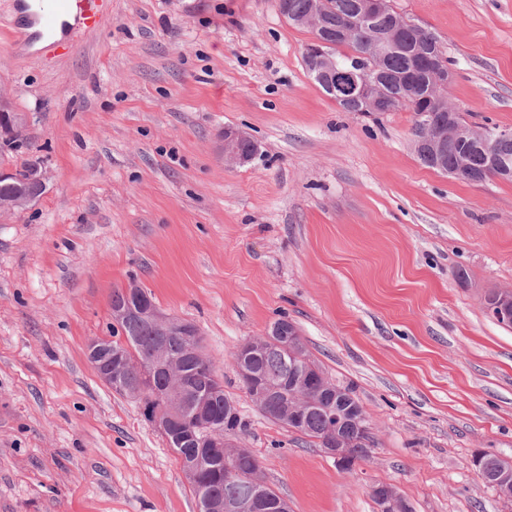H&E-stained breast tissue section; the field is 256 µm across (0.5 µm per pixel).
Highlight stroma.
<instances>
[{"instance_id": "stroma-1", "label": "stroma", "mask_w": 512, "mask_h": 512, "mask_svg": "<svg viewBox=\"0 0 512 512\" xmlns=\"http://www.w3.org/2000/svg\"><path fill=\"white\" fill-rule=\"evenodd\" d=\"M102 3L76 43L33 51L0 0V100L28 115L0 165L49 175L0 215V512H197L139 402L85 355L131 286L197 325L291 512H378L379 482L412 512H512L473 464L512 461V328L482 304L512 289V181L422 165L408 110L342 111L276 0ZM390 6L438 37L463 120L512 128V0ZM228 126L250 163H225ZM284 315L370 419L351 470L264 419L234 371Z\"/></svg>"}]
</instances>
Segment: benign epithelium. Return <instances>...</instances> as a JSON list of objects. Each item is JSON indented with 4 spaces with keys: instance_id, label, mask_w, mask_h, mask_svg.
<instances>
[{
    "instance_id": "obj_1",
    "label": "benign epithelium",
    "mask_w": 512,
    "mask_h": 512,
    "mask_svg": "<svg viewBox=\"0 0 512 512\" xmlns=\"http://www.w3.org/2000/svg\"><path fill=\"white\" fill-rule=\"evenodd\" d=\"M281 14L293 24L312 30L313 44L304 53L306 70L318 80L328 95L336 101L355 99L360 103L362 112H391L395 98L387 96L377 88L380 65L384 57L397 45L405 28L410 25L406 20H397L388 32H378L366 45L363 56L370 61L365 67L353 60L341 64L336 60L332 50L336 36L332 27V18L327 0H312L310 10L298 16L288 12V0H278ZM389 12L388 0H359L353 19V29H367L374 25L375 19ZM431 75L438 87H446L452 83V73L441 61L439 48H433L429 56ZM443 104L436 100L434 107L425 109L418 114V128L414 132L412 148L415 154L427 159L443 173L455 174L448 170L445 158L450 143L476 141L485 150L487 156L497 165V176L512 177V165L506 161H498L495 147L498 141L512 137V131L505 128L475 129L466 126L457 119V111L450 108L448 123L436 125L432 123L433 113L442 112ZM25 115L21 112H0V146L14 144L23 139ZM224 161L229 164L244 165L250 162L257 151L256 144L243 131L236 128L224 129L223 136ZM46 191V171L41 164H34L28 171L25 188L9 199L0 200V211L8 212L24 210L36 203ZM484 307L505 327H512V290H491L484 297ZM151 322L158 332V342L153 357L139 363L143 371L150 370L165 376L162 385L153 384L129 387L122 383V376L128 369V359L122 350L112 345V337L101 336L91 339L86 345V357L97 372L99 378L109 387L122 392L141 405L142 412L155 429L165 438L170 436L174 426L185 416L195 422V433L203 445L224 451L226 470L224 480L235 481L243 478L237 469V459L252 454L239 437V432L230 428L220 418L211 416L207 410L209 400L219 395L220 388L209 393L195 392L191 395L183 390V377L177 368L166 337L176 335L181 338L182 353L186 356L202 357L200 332L197 326L189 321L177 319L163 313L154 303H142L138 308L131 306L117 307L111 310V319L118 323L130 316ZM269 341L286 350L293 359L299 361L301 342L299 329L293 324L278 322L267 333ZM350 414L352 421L365 428L367 420L361 403H350L338 414V424L345 422L344 415ZM324 451L336 458L337 463L347 468L355 461L352 445L341 438L327 442ZM379 512H406V504L392 486H387L376 494ZM289 512L288 502L278 497L271 502L259 495L247 500H228L226 502L205 501L201 504L202 512Z\"/></svg>"
}]
</instances>
